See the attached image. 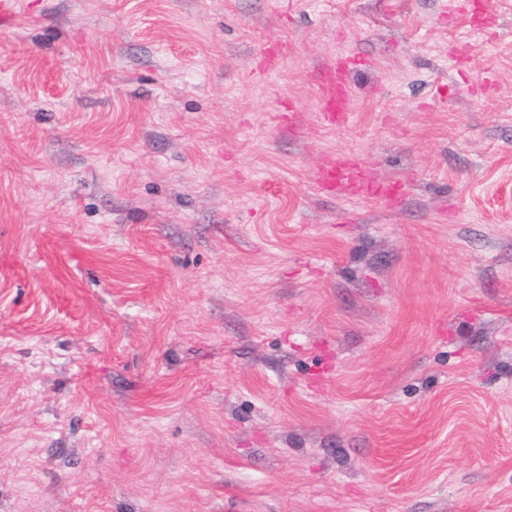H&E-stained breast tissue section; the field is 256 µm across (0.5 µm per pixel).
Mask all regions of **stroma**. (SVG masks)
Masks as SVG:
<instances>
[{
    "label": "stroma",
    "mask_w": 512,
    "mask_h": 512,
    "mask_svg": "<svg viewBox=\"0 0 512 512\" xmlns=\"http://www.w3.org/2000/svg\"><path fill=\"white\" fill-rule=\"evenodd\" d=\"M447 3L0 13V512H512V0ZM456 13L466 16L472 28L485 33H493L498 26L499 15L492 0H450L448 13L443 17L450 18ZM288 46V42L282 40L269 41L255 58L252 72L264 76L273 71L288 53ZM371 66L368 60H357L342 54L326 62L315 74V99L322 120L328 126H345L353 116L351 77ZM313 181L321 193L336 197L377 196L391 207L403 201L405 190L400 181L379 183L355 155L338 154L319 166Z\"/></svg>",
    "instance_id": "stroma-1"
}]
</instances>
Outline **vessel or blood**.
<instances>
[{"mask_svg": "<svg viewBox=\"0 0 512 512\" xmlns=\"http://www.w3.org/2000/svg\"><path fill=\"white\" fill-rule=\"evenodd\" d=\"M449 14L466 16L476 30L493 33L498 25V12L493 0H449ZM288 44L282 40L269 41L257 55L253 72L263 76L273 71L287 54ZM369 63L342 54L320 66L315 74V99L325 124L347 125L353 116L351 77L354 72L368 68ZM313 181L321 193L336 197L377 196L388 205L399 206L405 190L402 182H377L362 161L351 154H340L319 166Z\"/></svg>", "mask_w": 512, "mask_h": 512, "instance_id": "1", "label": "vessel or blood"}]
</instances>
